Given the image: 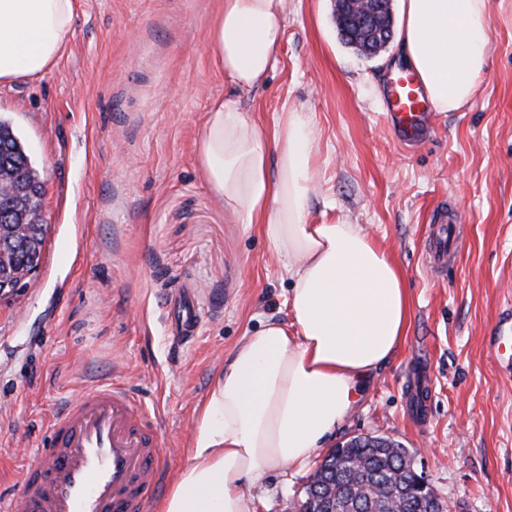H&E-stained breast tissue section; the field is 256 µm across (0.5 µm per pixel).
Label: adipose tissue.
<instances>
[{
	"label": "adipose tissue",
	"mask_w": 512,
	"mask_h": 512,
	"mask_svg": "<svg viewBox=\"0 0 512 512\" xmlns=\"http://www.w3.org/2000/svg\"><path fill=\"white\" fill-rule=\"evenodd\" d=\"M286 0H221L206 30L230 87L206 114L201 173L240 223L259 225L282 260L288 320L269 318L233 349L195 421L192 462L158 512H258L246 483L304 467L404 343L410 301L394 258L356 224H311L312 113L279 112L264 130L238 100L264 83ZM77 0H0V87L41 77L62 55ZM396 45L434 108L456 112L482 87L490 0H400Z\"/></svg>",
	"instance_id": "ef3b65f1"
}]
</instances>
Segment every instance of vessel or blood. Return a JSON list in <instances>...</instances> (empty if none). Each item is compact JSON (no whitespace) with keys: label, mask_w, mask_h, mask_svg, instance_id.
<instances>
[{"label":"vessel or blood","mask_w":512,"mask_h":512,"mask_svg":"<svg viewBox=\"0 0 512 512\" xmlns=\"http://www.w3.org/2000/svg\"><path fill=\"white\" fill-rule=\"evenodd\" d=\"M387 121L400 143L413 145L431 128L432 107L411 71L389 85ZM459 218L438 213L429 247L434 269L448 265V239ZM162 448L147 406L120 384L101 386L56 416L20 493L0 499V512H140L159 491Z\"/></svg>","instance_id":"vessel-or-blood-1"}]
</instances>
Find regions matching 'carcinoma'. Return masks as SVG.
<instances>
[{
  "label": "carcinoma",
  "mask_w": 512,
  "mask_h": 512,
  "mask_svg": "<svg viewBox=\"0 0 512 512\" xmlns=\"http://www.w3.org/2000/svg\"><path fill=\"white\" fill-rule=\"evenodd\" d=\"M336 28L343 43L370 58L383 47L382 36L370 29H359L338 17ZM0 168L6 169L15 182L26 190L22 198H0V214L18 223L41 205V183L19 137L12 127L0 121ZM409 452L398 443L390 447L336 448L322 472L313 475L305 490L299 512H357L355 504L372 506L375 512H428L426 501L406 502Z\"/></svg>",
  "instance_id": "carcinoma-1"
}]
</instances>
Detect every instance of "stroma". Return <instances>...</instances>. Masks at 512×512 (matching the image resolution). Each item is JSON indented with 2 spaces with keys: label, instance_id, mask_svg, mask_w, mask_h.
<instances>
[{
  "label": "stroma",
  "instance_id": "obj_1",
  "mask_svg": "<svg viewBox=\"0 0 512 512\" xmlns=\"http://www.w3.org/2000/svg\"><path fill=\"white\" fill-rule=\"evenodd\" d=\"M219 0H77L73 35L43 77L0 88L44 182L49 224L36 281L0 301V496L17 491L49 419L124 383L155 414L164 483L191 458L197 410L260 321L286 319L288 283L258 225L206 184L197 139L229 95L204 31ZM483 90L438 112L416 147L385 114L395 45L368 59L344 45L334 0H288L266 83L240 101L264 125L283 106L320 129L312 224H357L397 261L411 319L401 349L330 437L407 448L449 512H512V0H491ZM448 203L463 240L427 266L428 225ZM198 322L182 340L171 302ZM316 462L248 486L259 512H296Z\"/></svg>",
  "mask_w": 512,
  "mask_h": 512
}]
</instances>
